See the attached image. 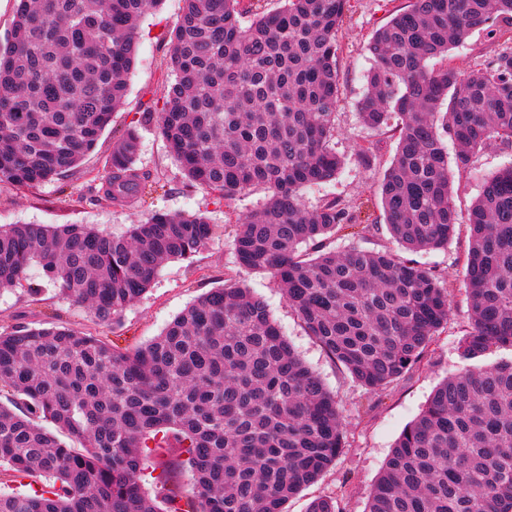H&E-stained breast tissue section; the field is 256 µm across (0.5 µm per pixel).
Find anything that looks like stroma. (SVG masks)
<instances>
[{"mask_svg":"<svg viewBox=\"0 0 512 512\" xmlns=\"http://www.w3.org/2000/svg\"><path fill=\"white\" fill-rule=\"evenodd\" d=\"M407 2L350 0L339 36L341 98L335 139L336 151L344 157L345 165L334 181L303 189L302 199L308 207L336 196L351 204L367 203L374 212L381 209L379 184L395 154L396 141L364 127L357 103L367 88L369 38ZM181 10L182 0H163L159 8L141 17L137 61L129 78L126 99L96 148L84 157L71 176L29 189L0 184V225L89 224L120 237L127 234L130 225L147 220L154 212L167 211L205 215L212 223L223 225V235L212 239L191 259L165 263L152 287L114 325L95 322L85 307L59 295L38 269H30L20 285L0 294V333L20 324L38 326L51 321L132 348L158 336L178 314L210 289L224 287L230 281L250 288L265 300L300 358L335 395L343 417L344 448L321 479L288 502V512H307L310 502L318 497L336 498L342 512H365L372 486L400 433L420 414L436 386L459 367L456 348L468 322V304L460 275L469 241L467 229L459 227L447 249L417 255L418 261L444 273L453 289L454 312L437 336L431 357L387 391L369 392L335 365L307 334L270 275L238 268L233 251L237 226L231 216L260 208L266 200L265 192L255 188L231 205L219 202L206 189L188 180L170 154L155 120L148 117L161 102V80L168 61L164 42ZM492 49L486 33L476 31L463 43L452 46L447 60L435 59L431 65L438 68L447 62L466 73ZM131 126L136 127L139 136L137 165L157 182L158 189L145 203L130 207L94 202L92 182L106 175L114 138ZM370 143L376 149L366 163L359 158L358 151ZM511 162V155L492 144L473 157L469 168H451L453 196L460 216H467L484 180Z\"/></svg>","mask_w":512,"mask_h":512,"instance_id":"1","label":"stroma"}]
</instances>
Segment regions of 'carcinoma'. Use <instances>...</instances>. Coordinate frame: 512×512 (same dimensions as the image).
Returning <instances> with one entry per match:
<instances>
[{
	"label": "carcinoma",
	"mask_w": 512,
	"mask_h": 512,
	"mask_svg": "<svg viewBox=\"0 0 512 512\" xmlns=\"http://www.w3.org/2000/svg\"><path fill=\"white\" fill-rule=\"evenodd\" d=\"M243 2L183 0L158 128L189 180L217 198L268 192L237 218L236 264L271 275L327 356L383 392L428 357L453 307L448 281L414 259L326 248L378 218L338 197L312 210L302 202L303 188L335 180L344 164L333 141L349 0L251 3L247 26ZM159 3L17 0L0 43L1 184L61 179L96 148L127 92L137 22ZM504 24L512 0H409L368 41L359 116L396 135L379 193L404 252L446 249L455 235L448 143L460 167L493 141L512 151V47L467 74L428 67L476 30L500 37ZM137 151L135 128L114 138L98 202L128 207L148 193ZM467 225L462 367L401 432L366 512H512V163L484 183ZM216 229L168 212L123 238L83 224L0 226V291L37 265L95 321L114 322L166 262L195 256ZM5 389L19 400L0 404V473L23 490L0 493V512H285L345 444L336 398L265 300L234 285L132 349L55 324L0 333ZM172 442L179 454L157 462Z\"/></svg>",
	"instance_id": "cac0c4a2"
}]
</instances>
